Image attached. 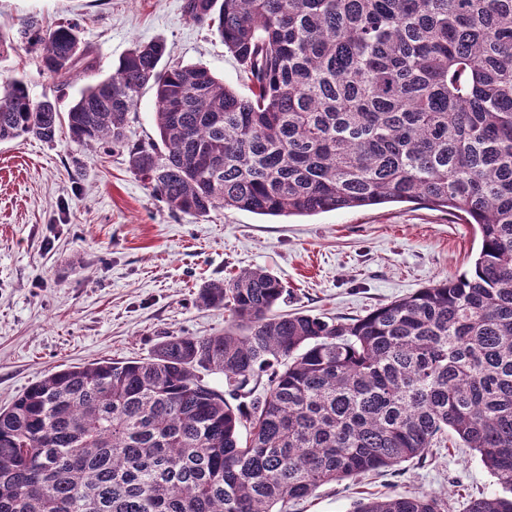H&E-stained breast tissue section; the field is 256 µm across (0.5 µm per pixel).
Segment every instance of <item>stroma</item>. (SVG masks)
Here are the masks:
<instances>
[{
  "label": "stroma",
  "instance_id": "35a3bbf8",
  "mask_svg": "<svg viewBox=\"0 0 512 512\" xmlns=\"http://www.w3.org/2000/svg\"><path fill=\"white\" fill-rule=\"evenodd\" d=\"M184 0H0V28L76 20L105 78L134 44L164 41L173 63L200 64L237 91L247 78L223 42L188 18ZM25 77L31 97L67 111L86 84L60 89L25 46L0 56V81ZM472 225L424 203L267 217L218 209L175 213L129 169L125 149L0 142V408L68 366L150 358L169 334L223 332L228 311L199 303L201 287L249 268L280 278L286 311L363 315L468 271ZM496 482L449 437L426 458L320 486L287 512H351L363 498L437 493L449 512Z\"/></svg>",
  "mask_w": 512,
  "mask_h": 512
}]
</instances>
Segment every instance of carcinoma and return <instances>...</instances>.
I'll list each match as a JSON object with an SVG mask.
<instances>
[{"mask_svg":"<svg viewBox=\"0 0 512 512\" xmlns=\"http://www.w3.org/2000/svg\"><path fill=\"white\" fill-rule=\"evenodd\" d=\"M247 74L137 43L112 75L78 24L29 21L73 141L128 151L175 213L308 216L424 201L476 227L470 270L357 318L277 312L288 290L247 269L206 284L224 332L168 335L146 360L45 374L0 409V512H286L319 486L393 469L453 433L497 489L467 512H512V0H184ZM154 90L159 140L130 113ZM61 112L0 83V142L55 141ZM221 374L236 406L206 381ZM249 438L240 440V430ZM352 512H448L436 494Z\"/></svg>","mask_w":512,"mask_h":512,"instance_id":"1","label":"carcinoma"}]
</instances>
